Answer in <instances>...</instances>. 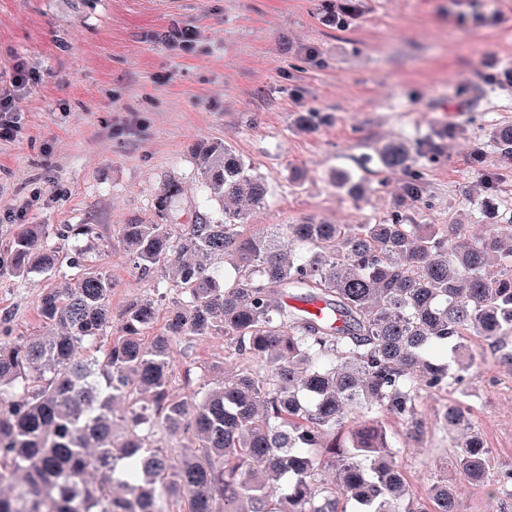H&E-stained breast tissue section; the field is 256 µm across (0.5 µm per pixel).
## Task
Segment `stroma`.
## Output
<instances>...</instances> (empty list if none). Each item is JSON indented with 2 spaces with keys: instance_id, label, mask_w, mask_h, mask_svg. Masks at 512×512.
Returning a JSON list of instances; mask_svg holds the SVG:
<instances>
[{
  "instance_id": "stroma-1",
  "label": "stroma",
  "mask_w": 512,
  "mask_h": 512,
  "mask_svg": "<svg viewBox=\"0 0 512 512\" xmlns=\"http://www.w3.org/2000/svg\"><path fill=\"white\" fill-rule=\"evenodd\" d=\"M356 16L336 22L331 0H0V81L16 61L38 75L17 93L16 138L0 140V256L20 225L40 224L61 265L72 241L65 224H90L87 267L109 275L113 321L126 306L154 298L133 269L118 230L156 221L171 192L180 221L206 207L194 161L203 141H221L269 187L261 224L305 219L375 224L402 216L412 224L470 219L473 232L512 221V158L491 145L493 126L512 124V0H359ZM189 42L167 43L172 29ZM435 159L416 158L419 200L403 194L406 173L384 168L377 148L401 138L434 137ZM340 172L363 195L335 183ZM486 181L489 214L468 215V192ZM47 281L0 276V330L34 336ZM465 343L476 394L477 426L490 470L512 464V365L477 336ZM225 342H178L174 360L212 383L224 377ZM442 396L426 395L418 413L424 441L400 450L417 495L441 479L460 512H498V498L452 465L436 429Z\"/></svg>"
}]
</instances>
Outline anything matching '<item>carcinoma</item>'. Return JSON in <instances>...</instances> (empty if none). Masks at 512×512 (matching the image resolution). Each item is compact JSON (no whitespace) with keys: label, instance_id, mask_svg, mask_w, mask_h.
Wrapping results in <instances>:
<instances>
[{"label":"carcinoma","instance_id":"obj_1","mask_svg":"<svg viewBox=\"0 0 512 512\" xmlns=\"http://www.w3.org/2000/svg\"><path fill=\"white\" fill-rule=\"evenodd\" d=\"M488 139L512 148V127ZM416 149L382 148L408 169ZM207 198L223 218L194 212L173 231L160 222L120 226L138 275L158 298L176 291L164 330L149 335L156 301L130 303L112 337V279L83 268L85 250L58 269L38 225L21 228L0 273H40L47 330L0 338V512H459L448 482L414 499L399 445L426 430L417 403L451 391L438 428L456 466L512 507V466L489 475L490 449L475 430L462 340L512 334V223L481 235L467 224L242 222L266 205L264 180L222 143L198 149ZM62 234L93 237L91 224ZM321 302L318 317L288 304ZM222 336L224 379L172 394V345ZM151 394L142 404L138 395ZM127 403L124 412L117 403ZM182 431L193 448H170ZM333 470L342 497L322 473ZM90 471L101 475L87 482Z\"/></svg>","mask_w":512,"mask_h":512}]
</instances>
